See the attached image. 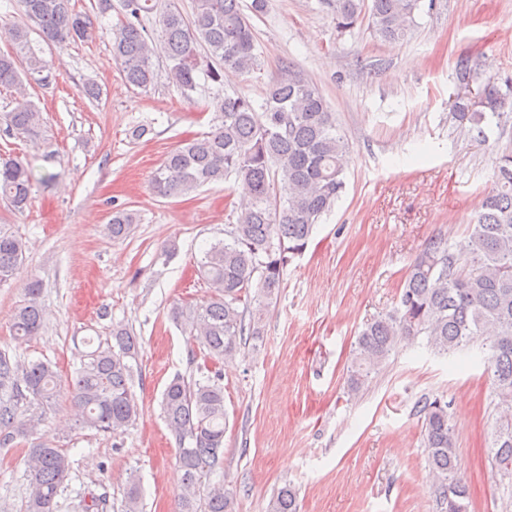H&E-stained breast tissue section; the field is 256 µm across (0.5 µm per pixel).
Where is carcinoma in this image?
Wrapping results in <instances>:
<instances>
[{"label": "carcinoma", "instance_id": "obj_1", "mask_svg": "<svg viewBox=\"0 0 512 512\" xmlns=\"http://www.w3.org/2000/svg\"><path fill=\"white\" fill-rule=\"evenodd\" d=\"M422 0H321L336 32L351 33L368 22L383 41H405L415 26ZM124 20L114 29L112 58L125 82L147 89L157 80L153 58L163 53L167 78L184 95L197 88L198 74L214 83L227 71L251 73L258 68L255 40L244 10L260 16L268 0H194L191 17L162 0H121ZM27 23L9 26V50L0 52V87L12 93L5 113L4 135L35 145L42 139L44 117L29 99L24 81L50 70L33 46L31 33L46 43L63 44L95 35L92 23L69 7V0H22ZM155 17L159 39L143 25ZM214 125L201 136L189 137L172 150L154 173L151 190L163 199L186 197L203 186L242 178L251 186L250 201L234 211L228 239L204 251L199 273L210 288L200 304L173 305L172 320L183 326L204 358L207 375L187 381L176 377L162 395L168 428L178 441L179 512H233V494L216 483L203 485L224 465V432L228 412L224 364L235 360L240 346L264 333L266 310L278 297L288 262L305 252L315 227L329 214L345 188L348 143L336 126L321 90L293 68L267 87L261 102L242 94H224L211 103ZM512 99L493 83L481 91L476 109L456 105L459 122L484 134L488 118H498ZM35 178L28 160L0 161V196L17 209L31 201ZM136 214L112 211L107 225L112 238L129 235ZM27 245L0 227V283L13 278L25 260ZM255 287V295L250 288ZM23 303L12 318L14 335L40 336L46 321L42 283L29 280ZM427 336L439 354L462 350L484 339L488 370L500 409L489 444L492 466L512 477V149L495 159L492 187L484 193L471 219L465 246L456 249L434 237L412 260L399 306L366 323L357 334L347 369V393L360 394L406 336ZM95 348L79 357L68 388L76 411V426L114 438L122 436L138 414L132 391V366L139 338L132 329L112 326L111 336L86 345ZM61 383L56 364L24 361L0 349V446L26 442L47 422ZM423 445L436 480L443 512H469L470 490L461 474L450 424L448 404L425 400ZM31 491L23 512H57V497L70 478L71 466L62 449L34 444L27 449ZM123 512H142L136 480L129 481ZM268 512H299L297 491L290 485L272 496Z\"/></svg>", "mask_w": 512, "mask_h": 512}]
</instances>
